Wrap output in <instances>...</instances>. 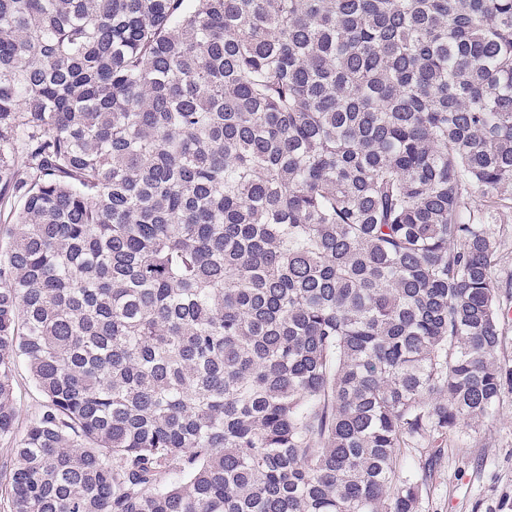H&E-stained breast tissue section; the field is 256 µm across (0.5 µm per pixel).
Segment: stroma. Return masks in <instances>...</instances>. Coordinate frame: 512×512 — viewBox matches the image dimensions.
Masks as SVG:
<instances>
[{"mask_svg":"<svg viewBox=\"0 0 512 512\" xmlns=\"http://www.w3.org/2000/svg\"><path fill=\"white\" fill-rule=\"evenodd\" d=\"M474 205L498 242L494 273L502 286L500 303L512 310V187L475 197ZM16 399V430L21 433L45 402L23 363L16 370ZM427 458V449L407 451L410 467L428 465ZM431 468L419 512H512V396L497 405L490 419L451 432L442 458Z\"/></svg>","mask_w":512,"mask_h":512,"instance_id":"obj_1","label":"stroma"}]
</instances>
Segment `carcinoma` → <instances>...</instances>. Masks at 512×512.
<instances>
[{
    "mask_svg": "<svg viewBox=\"0 0 512 512\" xmlns=\"http://www.w3.org/2000/svg\"><path fill=\"white\" fill-rule=\"evenodd\" d=\"M509 185L512 0H0V508L419 512ZM17 421L16 435L19 437L40 413L44 405V396L36 389L29 370L23 361H19L16 370Z\"/></svg>",
    "mask_w": 512,
    "mask_h": 512,
    "instance_id": "carcinoma-1",
    "label": "carcinoma"
}]
</instances>
